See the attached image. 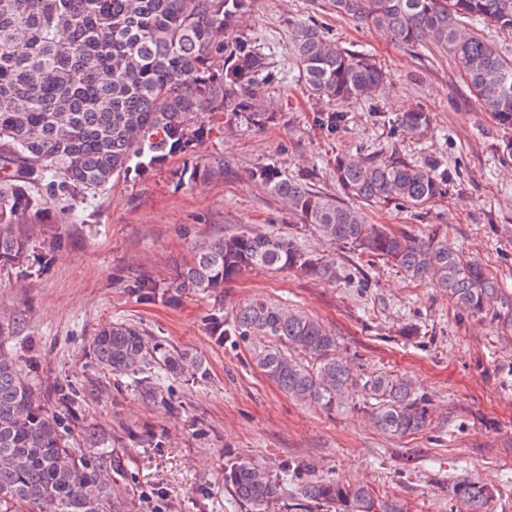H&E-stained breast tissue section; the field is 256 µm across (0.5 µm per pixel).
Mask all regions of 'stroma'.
<instances>
[{"label":"stroma","instance_id":"stroma-1","mask_svg":"<svg viewBox=\"0 0 512 512\" xmlns=\"http://www.w3.org/2000/svg\"><path fill=\"white\" fill-rule=\"evenodd\" d=\"M309 19L342 47L372 55L388 76L372 103L343 105L346 122L333 132L319 122L330 104L304 93L292 60L291 24ZM237 29L267 63L257 103L271 120L210 116L197 158L215 175L185 177L187 162L175 155L147 177L121 176L53 207L44 223L16 224L36 262L0 265V338L41 387L69 446L84 447L92 429L124 454L117 479L140 512H250L224 484V465L236 456L274 477L282 461L305 458L316 476L367 484L404 512H464L451 488L472 479L493 493L487 512H512V483L503 481L512 474V158L499 147L503 131L474 104L448 55L340 17L332 0H247ZM419 108L429 127L399 132L396 115ZM395 149L447 168L448 192L424 209L366 208L368 219L417 236L446 233L498 281L494 314L468 315L439 289L328 242L250 178L256 167L276 166L334 194L338 157ZM245 227L293 235L335 259L336 281L249 270L221 294L186 292L174 304L136 292L144 280L167 287L196 245ZM253 298L320 319L356 368L410 375L432 401L431 427L392 438L366 409L331 415L288 399L251 365L245 345L213 333L211 313L231 316ZM115 321L201 357L207 379L167 378L155 386L157 399L146 398L93 354L95 336ZM395 448L415 456L395 463Z\"/></svg>","mask_w":512,"mask_h":512}]
</instances>
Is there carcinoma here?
<instances>
[{
	"instance_id": "cac0c4a2",
	"label": "carcinoma",
	"mask_w": 512,
	"mask_h": 512,
	"mask_svg": "<svg viewBox=\"0 0 512 512\" xmlns=\"http://www.w3.org/2000/svg\"><path fill=\"white\" fill-rule=\"evenodd\" d=\"M247 0H0V262H30L14 224L76 201L135 172L146 177L174 154L196 157L210 128L202 113L229 112L252 124L270 115L255 108L265 58L231 29ZM336 13L405 45H434L457 61L475 102L512 131V59L477 25L512 33V0H333ZM291 49L309 95L336 105L367 102L386 89V73L368 54L328 38L313 23L291 27ZM396 126L427 127L422 110L403 112ZM139 158L130 167L133 158ZM273 197L330 242L391 264L408 278L448 294L472 316L493 308L500 290L476 259L435 231L416 238L371 224L361 208L312 187L309 178L278 167L251 173ZM450 176L398 151L336 160V183L368 206L423 208L447 193ZM299 270L337 278L331 260L307 252L294 237L249 228L195 249L190 265L162 295L212 294L248 269ZM220 336L246 345L252 363L288 398L329 412L360 396L384 434L429 429L431 400L405 375L365 373L340 355L336 334L308 315L253 299L231 318L212 317ZM106 369L160 378L196 379L202 360L170 350L129 323H114L94 340ZM89 446L66 445L58 417L0 347V512H134V499L115 489L124 459L112 442L88 434ZM283 488L266 468L235 457L224 482L253 512H272L283 497L336 512H404L364 485L318 479L315 465L288 459ZM453 495L469 512H486L490 492L467 479Z\"/></svg>"
}]
</instances>
